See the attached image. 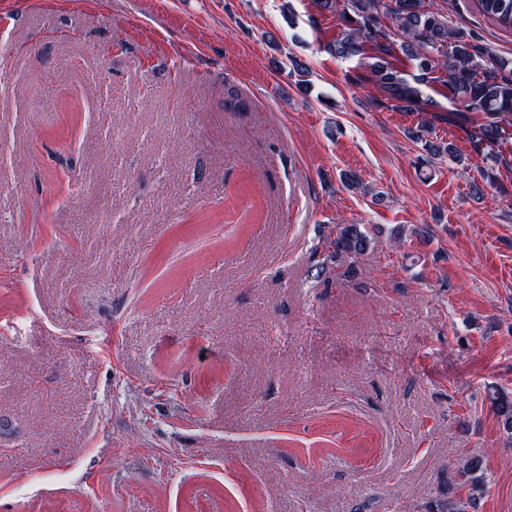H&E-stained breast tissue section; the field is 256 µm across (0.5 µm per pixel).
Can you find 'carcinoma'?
Returning a JSON list of instances; mask_svg holds the SVG:
<instances>
[{"label":"carcinoma","instance_id":"cac0c4a2","mask_svg":"<svg viewBox=\"0 0 512 512\" xmlns=\"http://www.w3.org/2000/svg\"><path fill=\"white\" fill-rule=\"evenodd\" d=\"M320 11L342 20L341 37L328 50L340 58L356 56L370 45L376 62L370 65L376 90L382 99L403 112H425L431 105L423 98L421 86L439 81L448 85L460 102L457 113L483 112L489 121L473 137V148L494 144L512 128V61L489 54L479 40L448 24V14L430 0H316ZM481 10L501 27L512 29V0H478ZM389 19L395 36L382 24ZM410 50L417 45L424 53L416 56L417 73L408 79L386 58L393 56L395 39ZM372 235L364 224H338L328 241L317 269L344 267L372 250ZM491 405L512 435V399L504 393L491 398ZM480 460L462 462L460 473L469 477L475 490L481 489Z\"/></svg>","mask_w":512,"mask_h":512}]
</instances>
